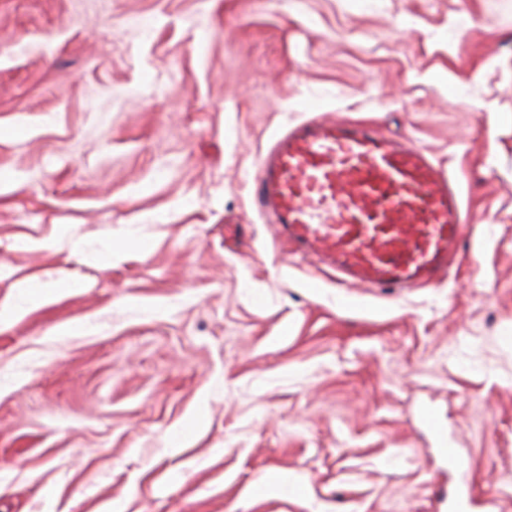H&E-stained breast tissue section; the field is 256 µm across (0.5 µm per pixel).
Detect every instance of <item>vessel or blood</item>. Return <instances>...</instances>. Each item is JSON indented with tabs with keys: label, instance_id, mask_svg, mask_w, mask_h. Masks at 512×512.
Masks as SVG:
<instances>
[{
	"label": "vessel or blood",
	"instance_id": "vessel-or-blood-1",
	"mask_svg": "<svg viewBox=\"0 0 512 512\" xmlns=\"http://www.w3.org/2000/svg\"><path fill=\"white\" fill-rule=\"evenodd\" d=\"M249 196L345 287L434 284L462 240L458 183L419 146L371 124L312 118L260 154Z\"/></svg>",
	"mask_w": 512,
	"mask_h": 512
}]
</instances>
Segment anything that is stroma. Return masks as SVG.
Listing matches in <instances>:
<instances>
[{"mask_svg":"<svg viewBox=\"0 0 512 512\" xmlns=\"http://www.w3.org/2000/svg\"><path fill=\"white\" fill-rule=\"evenodd\" d=\"M317 116L458 181L438 283L253 209ZM3 129L0 512H512V0H0ZM48 288L38 281H27L20 285L15 305L8 310L0 311L1 323L24 311L39 305L48 293Z\"/></svg>","mask_w":512,"mask_h":512,"instance_id":"35a3bbf8","label":"stroma"}]
</instances>
